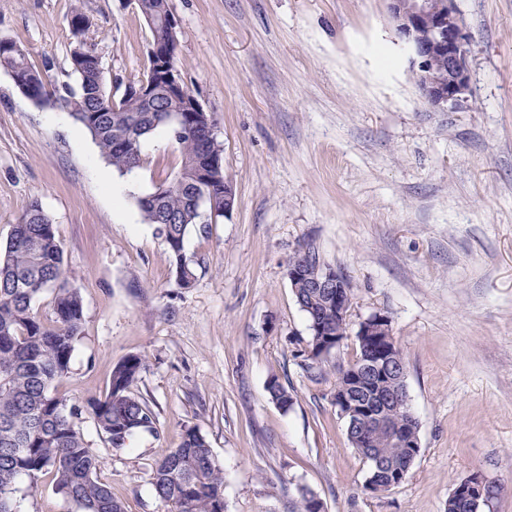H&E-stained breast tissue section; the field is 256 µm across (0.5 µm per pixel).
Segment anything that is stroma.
Masks as SVG:
<instances>
[{
    "label": "stroma",
    "instance_id": "1",
    "mask_svg": "<svg viewBox=\"0 0 512 512\" xmlns=\"http://www.w3.org/2000/svg\"><path fill=\"white\" fill-rule=\"evenodd\" d=\"M457 6L470 95L436 112L384 0H169L182 79L216 124L235 195L228 215L188 228V288L136 203L179 168L166 131L119 175L68 112L35 105L0 71V245L39 202L83 299L58 392L86 405L118 362L146 360L135 390L154 431L112 450L89 416L77 422L127 512H170L152 468L190 427L224 471L225 512H292L301 485L325 512H446L473 473L492 489L483 512H512V0ZM77 8L108 74L138 79L150 32L120 0H0V40L73 82ZM305 248L354 289L348 337L319 361L287 276ZM379 311L405 360L420 452L399 485L372 494L333 393L359 323ZM274 376L290 410L269 396ZM16 497L20 512H76L46 475Z\"/></svg>",
    "mask_w": 512,
    "mask_h": 512
}]
</instances>
